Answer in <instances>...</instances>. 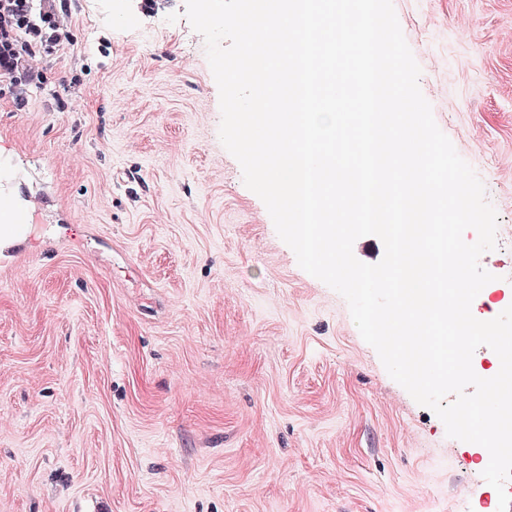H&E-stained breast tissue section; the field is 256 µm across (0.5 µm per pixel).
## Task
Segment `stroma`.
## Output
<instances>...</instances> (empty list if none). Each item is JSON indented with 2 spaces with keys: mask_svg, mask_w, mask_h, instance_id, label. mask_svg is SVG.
I'll return each mask as SVG.
<instances>
[{
  "mask_svg": "<svg viewBox=\"0 0 512 512\" xmlns=\"http://www.w3.org/2000/svg\"><path fill=\"white\" fill-rule=\"evenodd\" d=\"M393 5L497 211L506 309L512 0ZM71 11L46 83L0 96V189L33 206L0 250V512H482L487 449L388 375L245 186L185 0Z\"/></svg>",
  "mask_w": 512,
  "mask_h": 512,
  "instance_id": "1",
  "label": "stroma"
}]
</instances>
